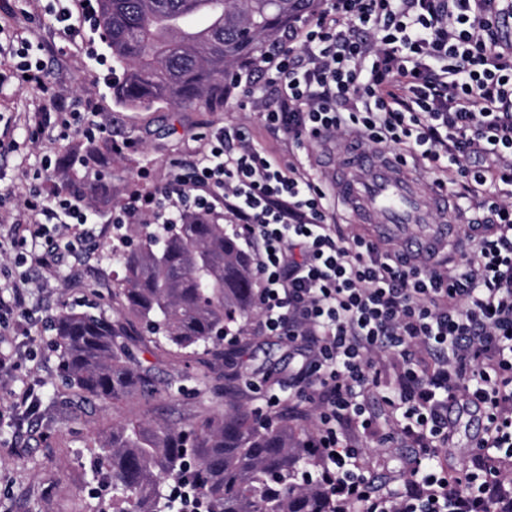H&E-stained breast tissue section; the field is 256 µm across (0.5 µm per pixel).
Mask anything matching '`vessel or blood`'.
<instances>
[{"label": "vessel or blood", "instance_id": "obj_1", "mask_svg": "<svg viewBox=\"0 0 512 512\" xmlns=\"http://www.w3.org/2000/svg\"><path fill=\"white\" fill-rule=\"evenodd\" d=\"M339 187L358 222L405 237L409 250L439 253L448 226L437 215L448 212V193L435 185L419 186L394 157L376 147H363L345 156L337 173Z\"/></svg>", "mask_w": 512, "mask_h": 512}]
</instances>
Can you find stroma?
I'll list each match as a JSON object with an SVG mask.
<instances>
[{
  "instance_id": "obj_1",
  "label": "stroma",
  "mask_w": 512,
  "mask_h": 512,
  "mask_svg": "<svg viewBox=\"0 0 512 512\" xmlns=\"http://www.w3.org/2000/svg\"><path fill=\"white\" fill-rule=\"evenodd\" d=\"M49 7V0H0V28L7 33L0 39V140L15 144L14 149L0 150V192L7 193L6 205L14 217H21L34 171H41L44 191H53L62 183V174L45 169V159L83 154L91 147L107 160L106 191L100 194L92 188L86 192L101 221L79 226L83 248L78 254L58 255L59 227L55 224L47 225L36 242L45 264L19 265L13 251L0 254V287L26 278L29 316L25 327L14 321L0 322V350L18 355L17 370L0 381V412L8 411L28 385L38 384L41 398L38 412L22 429H15L10 420L0 421V512H95L111 504V495L101 489L105 474L95 468L92 450L96 442L113 425L133 416L179 428L223 412L227 383H234L242 405L281 417V410L267 406L269 391L294 369L297 356L281 337L254 335L253 321L242 324L237 372L207 357L184 360L140 335L135 339L133 366L152 376L154 393L79 405L69 402L70 390L61 377L50 323L64 301L77 306L94 303L109 314L121 315V307L111 298L113 287L124 275L117 231L102 218L132 194L164 185L171 160L185 156L195 139L208 137L222 126L246 125L259 145L281 159H301L332 192L337 189L334 179L350 141L345 135L331 144L309 143L301 148L286 135L272 136L257 104L245 100L238 89L220 112L165 104L126 108L116 102L111 82L104 79L114 61L99 29L85 25L74 36L64 37L54 27ZM15 31L23 33L32 46V56L44 63L46 89H20L11 80L18 58L17 46L9 42L8 35ZM56 91L74 101L90 100L94 110L81 113L68 137L31 143L27 133L44 113L54 111L52 94ZM94 120L107 126L108 140L88 143L84 125ZM128 138L137 140V149L111 154V141ZM142 169L149 170V181L138 179ZM203 370L209 371V382L199 380Z\"/></svg>"
}]
</instances>
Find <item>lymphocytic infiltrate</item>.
Masks as SVG:
<instances>
[{
	"label": "lymphocytic infiltrate",
	"mask_w": 512,
	"mask_h": 512,
	"mask_svg": "<svg viewBox=\"0 0 512 512\" xmlns=\"http://www.w3.org/2000/svg\"><path fill=\"white\" fill-rule=\"evenodd\" d=\"M512 0H321L244 64L267 128L295 143L357 132L393 147L477 207L461 263L340 233L336 199L305 168L219 128L174 163L160 188L112 210L114 224H231L255 255L259 333L298 344L282 383L291 415L318 413L310 475L334 512H512ZM22 249L41 226L91 224L79 191L31 185ZM392 418L381 433L366 397ZM475 406L484 432L466 467L438 460L453 437L449 405ZM407 448L400 484L379 489L363 441Z\"/></svg>",
	"instance_id": "f902f5d3"
}]
</instances>
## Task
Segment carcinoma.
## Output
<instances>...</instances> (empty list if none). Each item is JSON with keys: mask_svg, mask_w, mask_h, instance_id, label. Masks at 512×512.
Returning <instances> with one entry per match:
<instances>
[{"mask_svg": "<svg viewBox=\"0 0 512 512\" xmlns=\"http://www.w3.org/2000/svg\"><path fill=\"white\" fill-rule=\"evenodd\" d=\"M315 0H98L106 44L123 69L115 98L132 108L165 102L224 108L234 70ZM112 289L150 341L175 354L225 360L221 335L254 307V258L222 224H180L159 236L135 225ZM62 376L77 402H114L154 390L131 365V325L65 304L53 319ZM309 434L282 419L227 409L187 428L131 417L96 443L112 512H172L166 485L187 480L207 512H331L322 490L298 480L312 465Z\"/></svg>", "mask_w": 512, "mask_h": 512, "instance_id": "1", "label": "carcinoma"}]
</instances>
